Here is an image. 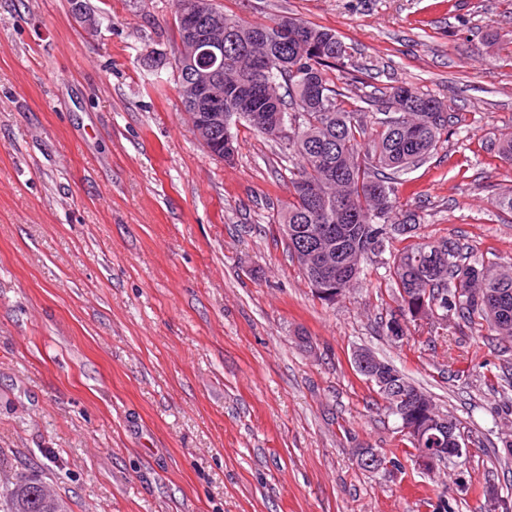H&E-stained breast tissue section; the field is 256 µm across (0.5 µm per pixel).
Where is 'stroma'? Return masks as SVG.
<instances>
[{
    "mask_svg": "<svg viewBox=\"0 0 512 512\" xmlns=\"http://www.w3.org/2000/svg\"><path fill=\"white\" fill-rule=\"evenodd\" d=\"M291 16L348 48L346 107L406 84L450 105L453 134L401 174L416 236L512 258V190L492 146L512 128V0H216ZM175 0H0V483L36 471L71 512H483L512 494V350L487 330L410 322L383 257L319 300L279 224L291 158L246 124L233 162L187 120L171 61ZM371 350L453 413L473 451L433 473H369L402 453L352 363Z\"/></svg>",
    "mask_w": 512,
    "mask_h": 512,
    "instance_id": "35a3bbf8",
    "label": "stroma"
}]
</instances>
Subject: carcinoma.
Wrapping results in <instances>:
<instances>
[{"label":"carcinoma","instance_id":"carcinoma-1","mask_svg":"<svg viewBox=\"0 0 512 512\" xmlns=\"http://www.w3.org/2000/svg\"><path fill=\"white\" fill-rule=\"evenodd\" d=\"M224 58L213 72L204 62L186 57L176 87H188L204 73L224 97V109L242 99L250 111L233 117L280 143L283 152L298 158L292 174V199L281 215L288 251L304 278L316 288L308 269L311 233L318 225L333 227L330 257L336 281L334 302L356 280L363 263L384 253L406 228L416 229L412 217L394 215L396 174L423 162L452 126L443 102L406 86L391 88L392 112L368 127L361 113L345 107V94L330 77L344 65L343 42L322 26L290 16L248 24L224 14ZM288 127V135L278 127ZM370 141H365V138ZM398 309L407 316L437 310L463 326L487 325L501 340L512 343V258L484 264L468 262L462 248L446 240H422L404 246L387 263ZM408 417L398 418L423 427L439 410L431 396ZM447 435L438 448L464 439L460 422L450 414ZM33 474L22 473L0 495V512H68L67 502L53 488L49 497H31Z\"/></svg>","mask_w":512,"mask_h":512}]
</instances>
